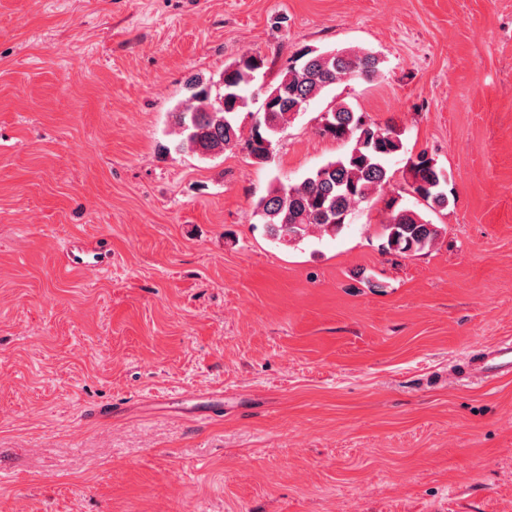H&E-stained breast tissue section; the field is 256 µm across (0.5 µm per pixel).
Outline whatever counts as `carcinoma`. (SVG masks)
<instances>
[{
    "label": "carcinoma",
    "instance_id": "carcinoma-1",
    "mask_svg": "<svg viewBox=\"0 0 512 512\" xmlns=\"http://www.w3.org/2000/svg\"><path fill=\"white\" fill-rule=\"evenodd\" d=\"M379 65V57L371 51L299 49L279 82L266 91V110L244 138L238 114L247 107L251 83L264 66L261 57L244 55L224 67L220 75L223 91L216 95L212 94L215 82L200 77L188 80L187 103L171 113L180 136L176 149L207 158L243 144L250 156L264 161L275 136L296 118L294 105L303 110L347 77L376 75ZM322 134L351 140L353 146L348 154L325 163L301 182L273 186L255 203L253 215L279 242L300 241L311 230L337 235L352 210L390 182L388 159L403 148L393 129L367 121L343 103L336 104ZM406 182L429 209L448 208L442 169L426 152L409 159ZM384 231L387 249L404 255L433 246L442 235L439 225L410 209L394 212Z\"/></svg>",
    "mask_w": 512,
    "mask_h": 512
}]
</instances>
